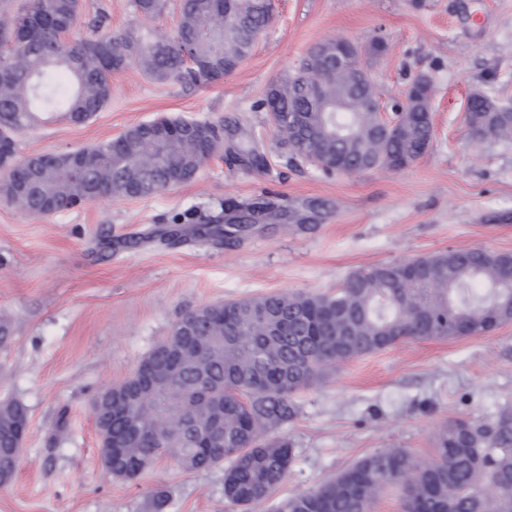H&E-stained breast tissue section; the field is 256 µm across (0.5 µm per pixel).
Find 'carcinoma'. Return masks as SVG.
I'll return each mask as SVG.
<instances>
[{
	"instance_id": "carcinoma-1",
	"label": "carcinoma",
	"mask_w": 512,
	"mask_h": 512,
	"mask_svg": "<svg viewBox=\"0 0 512 512\" xmlns=\"http://www.w3.org/2000/svg\"><path fill=\"white\" fill-rule=\"evenodd\" d=\"M133 7L151 19L167 0H133ZM80 15V0H0V171L5 192L28 213L146 197L177 178L193 179L223 144L218 135L202 144L198 120L177 121L181 131L164 144L137 132L116 145L86 148L81 172L62 164L44 168L22 192L16 183L34 157H17V137L34 113L55 112L60 104L75 124L92 118L112 100V75L135 57L156 81L218 82L249 56L273 19L263 0H181L169 37L129 27L66 39ZM347 45L334 38L316 46L293 74L268 86L264 105L280 116L275 131L292 154L317 158L326 171H402L431 142L433 83L425 76L407 89L385 122L373 82H354L350 61L336 65V49ZM466 122L477 139L512 140V107L485 93L470 97ZM211 223L208 235L226 243L241 231L219 216ZM511 266L512 253L455 249L360 268L331 294H274L191 310L143 357L153 371L175 372L167 385L151 390L134 372L98 393L139 394L112 411L107 435L114 448L100 449L102 461L112 465V476L127 479L161 458L188 471L226 461L224 499L253 512L293 466L288 438H270L268 431L295 417L299 391L333 364L410 339L478 336L512 322ZM183 329L194 346H206L203 361L190 360ZM202 376L213 383L206 400L189 394ZM20 416L19 405L1 404L0 433L10 435ZM133 425L156 444L134 438ZM388 488L399 493L401 512H512V415L492 423L450 419L438 430L434 458L398 448L373 452L288 499L280 512H374Z\"/></svg>"
}]
</instances>
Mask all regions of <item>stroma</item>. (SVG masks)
<instances>
[{
    "instance_id": "obj_1",
    "label": "stroma",
    "mask_w": 512,
    "mask_h": 512,
    "mask_svg": "<svg viewBox=\"0 0 512 512\" xmlns=\"http://www.w3.org/2000/svg\"><path fill=\"white\" fill-rule=\"evenodd\" d=\"M179 0L138 21L112 0L108 25L172 34ZM384 53L368 49L374 36ZM343 38L391 113L420 74L434 84L433 137L399 172L327 174L291 160L267 122V86L293 73L317 44ZM484 92L512 105V0H276L271 27L238 69L189 87L147 79L138 65L112 77V101L87 122L58 112L18 138V155L64 154L109 141L161 116L223 121L224 148L196 177L152 196L108 198L53 215L27 213L0 192V403L21 404L28 426L0 512H237L224 502V468L187 472L164 458L131 480L103 466L92 400L129 376L181 315L268 294H330L350 272L453 249L512 253V141L469 132L467 100ZM263 161L231 160L242 144ZM270 195L275 205L238 242L200 241L204 218ZM191 212L195 224L173 225ZM153 228L175 244L123 240ZM281 427L295 462L255 512L334 477L384 448L422 460L454 417L484 423L512 411V322L481 336L411 340L330 368L296 397Z\"/></svg>"
}]
</instances>
